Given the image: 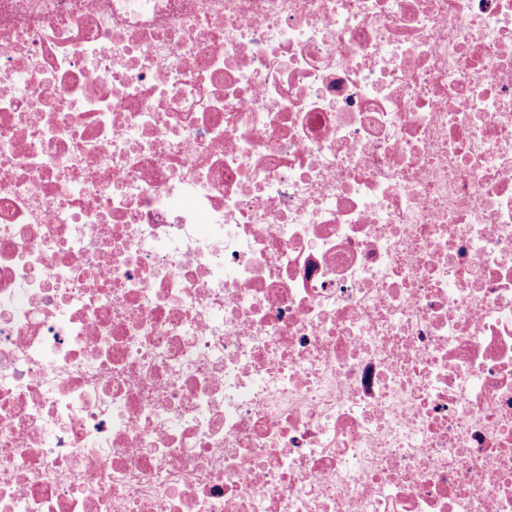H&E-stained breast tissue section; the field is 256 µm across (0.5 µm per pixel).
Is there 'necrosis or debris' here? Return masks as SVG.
Instances as JSON below:
<instances>
[{
    "instance_id": "1",
    "label": "necrosis or debris",
    "mask_w": 512,
    "mask_h": 512,
    "mask_svg": "<svg viewBox=\"0 0 512 512\" xmlns=\"http://www.w3.org/2000/svg\"><path fill=\"white\" fill-rule=\"evenodd\" d=\"M0 512H512V0H0Z\"/></svg>"
}]
</instances>
